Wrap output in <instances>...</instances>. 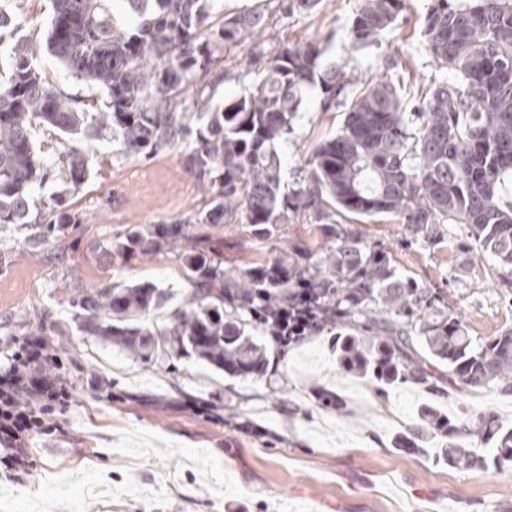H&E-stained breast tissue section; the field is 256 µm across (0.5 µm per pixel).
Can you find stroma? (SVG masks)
Returning a JSON list of instances; mask_svg holds the SVG:
<instances>
[{"instance_id":"35a3bbf8","label":"stroma","mask_w":512,"mask_h":512,"mask_svg":"<svg viewBox=\"0 0 512 512\" xmlns=\"http://www.w3.org/2000/svg\"><path fill=\"white\" fill-rule=\"evenodd\" d=\"M360 0H322L312 13L279 12L275 0H212L213 15L260 9L270 13L267 46L333 33L329 54L349 76L383 75V56H411L406 91L435 66L420 31L431 0H407L380 49L356 54L348 29ZM49 0H0L20 35L43 36ZM251 48L227 46L218 63L225 79L215 102H229L256 84L246 73ZM317 91L304 94L295 131L280 142L282 175L293 183L316 144L342 125ZM92 160L89 179L70 198L84 216L65 237L29 246L30 228L0 227V358L13 340L44 331L63 363L72 394L62 429L34 437L36 470L0 476V512H512V473L476 474L448 467L437 446L416 452L391 440L430 397L416 386L378 397L372 383L339 370L325 337L280 351L267 344L262 375L230 377L196 357L143 361L79 331L69 300L77 286L152 283L185 295L180 260L171 253L111 264L103 243L131 224H164L200 203L178 149L152 158L120 154L108 139L81 141ZM363 239L393 247L399 268L430 287L446 288L472 335L512 328V284L498 278L490 258L462 252L458 225L445 227L435 250L397 248L400 227L388 219L357 221ZM224 264L267 257L266 244L246 225L210 231ZM80 271L74 281L72 271ZM68 328L65 336L56 327ZM326 388L347 401L345 413L317 409L313 391ZM449 412L493 410L512 423V394L495 387L450 390Z\"/></svg>"}]
</instances>
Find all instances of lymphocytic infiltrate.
<instances>
[{"mask_svg": "<svg viewBox=\"0 0 512 512\" xmlns=\"http://www.w3.org/2000/svg\"><path fill=\"white\" fill-rule=\"evenodd\" d=\"M307 327L306 307L283 306L274 312L268 335L285 347L300 343ZM61 367L46 338L34 333L18 342L7 365H0V470L5 474L34 469L30 440L56 430L55 413L70 398L56 376Z\"/></svg>", "mask_w": 512, "mask_h": 512, "instance_id": "f902f5d3", "label": "lymphocytic infiltrate"}]
</instances>
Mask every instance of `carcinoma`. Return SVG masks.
<instances>
[{"label": "carcinoma", "instance_id": "obj_1", "mask_svg": "<svg viewBox=\"0 0 512 512\" xmlns=\"http://www.w3.org/2000/svg\"><path fill=\"white\" fill-rule=\"evenodd\" d=\"M51 0L41 44L13 46L0 83V226H40L36 248L83 221L67 206L87 180L91 160L66 149L44 164L33 128L77 141L110 136L126 156H151L190 140L180 162L200 192V206L170 224H131L106 245L112 263L172 253L190 294L159 328L150 321L173 294L154 284L78 288L70 299L78 328L145 361L193 354L231 376L261 374L265 348L257 331L267 312L314 294L312 336H325L339 368L389 387L418 385L431 396L392 445L414 451L434 441L450 467L482 473L512 468V425L483 411L465 417L438 404L444 388L494 386L512 392V329L471 334L445 290L399 270L393 251L368 243L358 218L400 224L398 243L435 249L446 224L465 229V250L487 255L512 278V0H432L422 45L444 80L419 86L415 119L403 86L350 78L327 57L331 39L282 41L251 64L261 79L221 106L204 94L224 80L214 71L224 47L258 39L270 26L262 10L211 19L208 0ZM406 0H361L349 28L355 52L379 47ZM46 48L70 75L107 96L108 111L54 86L35 67ZM203 125L180 108L190 89ZM316 88L323 110L344 109L336 135L319 142L306 174L285 186L276 145L294 133L302 91ZM55 176L61 186L47 210L33 213L30 190ZM316 224L321 248L275 242L282 224ZM246 224L270 244L271 259L226 268L208 230ZM315 406L341 413L346 400L319 388Z\"/></svg>", "mask_w": 512, "mask_h": 512}]
</instances>
